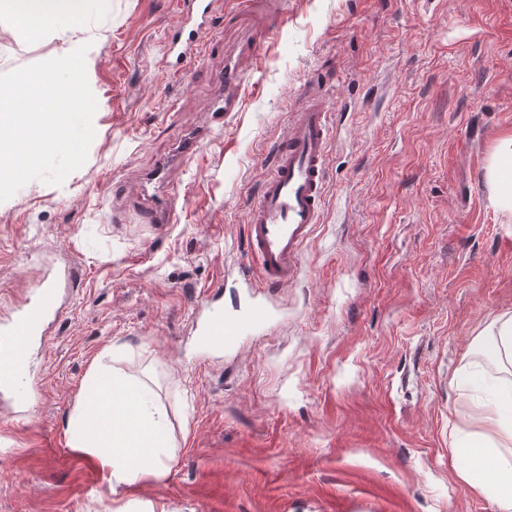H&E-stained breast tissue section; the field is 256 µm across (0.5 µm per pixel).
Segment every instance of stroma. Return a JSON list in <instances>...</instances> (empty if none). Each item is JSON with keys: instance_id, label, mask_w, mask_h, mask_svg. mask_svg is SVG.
Wrapping results in <instances>:
<instances>
[{"instance_id": "35a3bbf8", "label": "stroma", "mask_w": 512, "mask_h": 512, "mask_svg": "<svg viewBox=\"0 0 512 512\" xmlns=\"http://www.w3.org/2000/svg\"><path fill=\"white\" fill-rule=\"evenodd\" d=\"M202 64L163 67L178 0H103L66 35L0 13V74L88 45L98 108L84 165L0 202V317L51 266L74 265L60 318L30 357L26 412L0 399V512H498L463 482L451 432L479 442L494 381L482 332L512 314V214L486 173L512 134V0H214ZM247 90L212 123L216 76ZM323 95L332 142L320 224L301 274L270 292L248 258L247 206L292 108ZM203 140L174 159L187 133ZM180 195L141 224L161 160ZM122 184L125 200L114 199ZM257 302L274 320L196 357L195 300ZM152 379L170 471L113 487L66 422L99 354ZM147 202L137 209L139 218L145 224H167L178 205L179 197L175 193L152 198L146 190Z\"/></svg>"}]
</instances>
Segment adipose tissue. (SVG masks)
<instances>
[{
  "label": "adipose tissue",
  "instance_id": "adipose-tissue-1",
  "mask_svg": "<svg viewBox=\"0 0 512 512\" xmlns=\"http://www.w3.org/2000/svg\"><path fill=\"white\" fill-rule=\"evenodd\" d=\"M39 35L45 17L67 28L92 7L91 0H0ZM487 182L497 206L512 212V136L494 148ZM492 359L501 375L476 419L487 432L477 446L463 445L470 463L458 471L471 487L491 494L500 512H512V315L494 318L485 329ZM66 430L72 448L95 457L116 485L134 484L141 475L163 478L169 471V421L158 396L146 381L109 370L102 359L90 367ZM495 481L485 485L483 468Z\"/></svg>",
  "mask_w": 512,
  "mask_h": 512
}]
</instances>
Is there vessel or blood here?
Instances as JSON below:
<instances>
[{
	"label": "vessel or blood",
	"instance_id": "vessel-or-blood-1",
	"mask_svg": "<svg viewBox=\"0 0 512 512\" xmlns=\"http://www.w3.org/2000/svg\"><path fill=\"white\" fill-rule=\"evenodd\" d=\"M213 0H181L182 20L170 32L167 55L176 59L171 68L180 75L196 57L199 36L213 24ZM224 95L215 105L217 120L237 111L242 85L240 69L227 64L220 78ZM330 109L324 97L307 94L298 104L286 137L277 142L271 168L247 209V251L260 267L265 288L277 289L295 282L300 274L301 251L320 221L325 162L331 139ZM179 198L170 193L148 199L138 210L143 223L164 224ZM73 277L72 266L49 270L42 288L0 321V392L25 408L31 402L28 373L18 371L19 361L35 336L44 332L49 318L62 312L61 290ZM195 348L206 356L234 347L240 336L262 327L272 317L264 304H254L240 317H228L216 297L197 301Z\"/></svg>",
	"mask_w": 512,
	"mask_h": 512
}]
</instances>
